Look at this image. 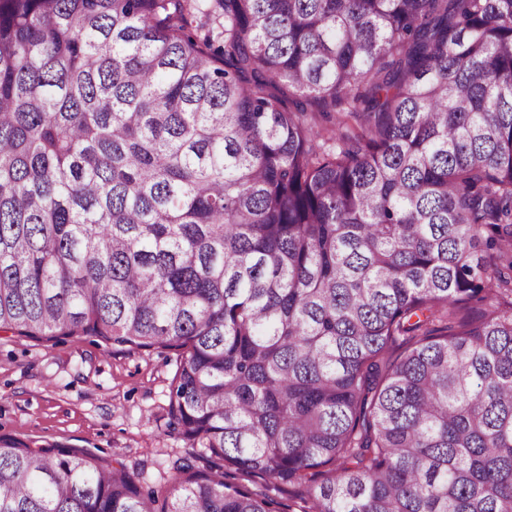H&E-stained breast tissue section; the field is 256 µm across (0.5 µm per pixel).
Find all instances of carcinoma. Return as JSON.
I'll list each match as a JSON object with an SVG mask.
<instances>
[{"mask_svg": "<svg viewBox=\"0 0 512 512\" xmlns=\"http://www.w3.org/2000/svg\"><path fill=\"white\" fill-rule=\"evenodd\" d=\"M216 8L0 0V331L179 351L220 461L0 438V512H512V0ZM201 13L198 14L197 23L199 25H204V30L201 31L203 34L205 30H210L214 37L216 38L218 35L221 36V32L223 31L224 25V16L221 15L220 12H213L214 10V1H201L199 2ZM224 37L221 36L217 42L218 44H223Z\"/></svg>", "mask_w": 512, "mask_h": 512, "instance_id": "cac0c4a2", "label": "carcinoma"}]
</instances>
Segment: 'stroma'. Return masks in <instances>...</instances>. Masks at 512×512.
<instances>
[{"label":"stroma","instance_id":"35a3bbf8","mask_svg":"<svg viewBox=\"0 0 512 512\" xmlns=\"http://www.w3.org/2000/svg\"><path fill=\"white\" fill-rule=\"evenodd\" d=\"M172 349H133L96 336L0 332V438L60 445L139 475L168 496L178 467L209 471L169 414Z\"/></svg>","mask_w":512,"mask_h":512}]
</instances>
